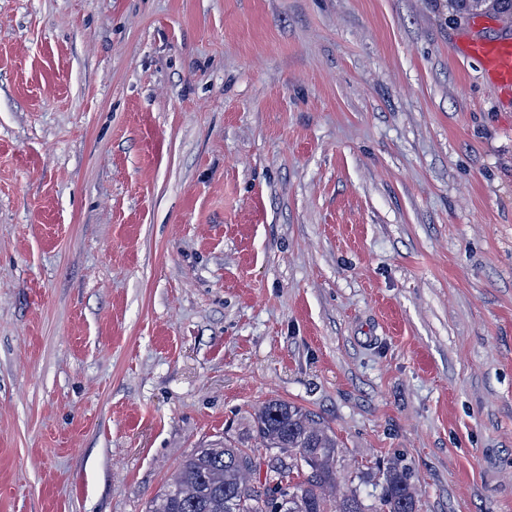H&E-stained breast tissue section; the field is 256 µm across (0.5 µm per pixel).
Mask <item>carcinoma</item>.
Segmentation results:
<instances>
[{
	"instance_id": "obj_1",
	"label": "carcinoma",
	"mask_w": 512,
	"mask_h": 512,
	"mask_svg": "<svg viewBox=\"0 0 512 512\" xmlns=\"http://www.w3.org/2000/svg\"><path fill=\"white\" fill-rule=\"evenodd\" d=\"M465 13L512 15V0H453ZM256 445L229 438L188 456L148 512H417L409 468L390 458L368 504L360 486L343 490L342 449L335 431L317 414L273 399L251 415Z\"/></svg>"
}]
</instances>
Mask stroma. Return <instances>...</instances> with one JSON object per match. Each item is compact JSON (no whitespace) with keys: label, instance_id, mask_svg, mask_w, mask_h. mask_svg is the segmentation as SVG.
<instances>
[{"label":"stroma","instance_id":"35a3bbf8","mask_svg":"<svg viewBox=\"0 0 512 512\" xmlns=\"http://www.w3.org/2000/svg\"><path fill=\"white\" fill-rule=\"evenodd\" d=\"M449 0H0V512H147L285 400L342 477L512 512V93Z\"/></svg>","mask_w":512,"mask_h":512}]
</instances>
